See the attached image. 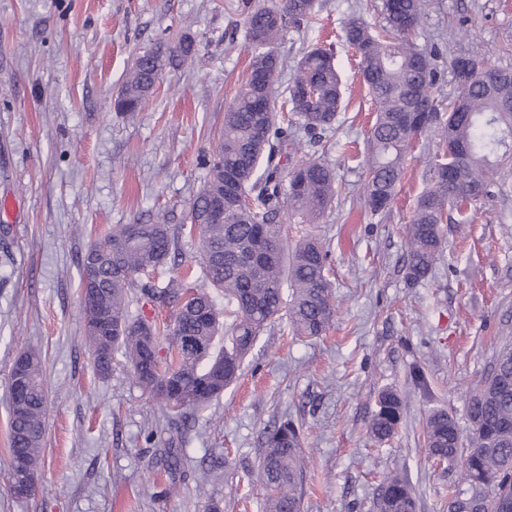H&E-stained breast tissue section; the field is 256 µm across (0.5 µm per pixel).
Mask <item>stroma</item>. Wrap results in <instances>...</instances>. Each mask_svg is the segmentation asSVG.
<instances>
[{"label":"stroma","instance_id":"stroma-1","mask_svg":"<svg viewBox=\"0 0 512 512\" xmlns=\"http://www.w3.org/2000/svg\"><path fill=\"white\" fill-rule=\"evenodd\" d=\"M239 0H0V512H262V437L291 418L310 460L301 512H375L385 477L407 476L417 512H447L451 475L428 461L423 420L448 409L469 435L467 395L504 344H512V182L467 224H445L447 245L431 277L405 280L404 231L425 186L433 137L404 164L389 215L362 205L374 105L359 59L342 40L347 20L382 22L381 0H319L316 22L279 46L288 66L305 49L335 45L347 87L335 134L301 135L291 161L321 159L339 195L321 223L287 224L296 243L314 232L328 243L336 322L301 338L277 322L258 338L236 384L195 410L190 429L131 379L123 355L109 377L84 344L82 257L116 224L165 217L183 224L200 190L202 164L247 71ZM188 35L191 61L166 69L131 115L114 99L135 55L160 38ZM419 44L437 48L442 93L450 61L475 51L489 68L512 69V0H428ZM38 351L48 407L41 488L8 489L12 365ZM421 364L431 392L412 384ZM404 403L397 434L376 445L368 424L379 391ZM176 449L179 489L167 494L152 454ZM220 456L209 496L196 492L201 464Z\"/></svg>","mask_w":512,"mask_h":512}]
</instances>
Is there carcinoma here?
Returning a JSON list of instances; mask_svg holds the SVG:
<instances>
[{
  "label": "carcinoma",
  "mask_w": 512,
  "mask_h": 512,
  "mask_svg": "<svg viewBox=\"0 0 512 512\" xmlns=\"http://www.w3.org/2000/svg\"><path fill=\"white\" fill-rule=\"evenodd\" d=\"M245 27L250 59L216 145L204 159L207 175L189 205L181 234L198 238L197 258L205 284L172 278L158 287L147 275L182 255L179 238L164 221L117 224L89 244L97 257L95 302L83 303V318L102 317L107 331L85 327L97 374L112 371L121 351L132 380L157 402L183 419L220 396L239 376L242 363L260 334L285 319L294 335L318 338L336 320L329 250L309 236L292 250L282 235L285 221L318 224L336 197V177L324 161L301 159L289 172L281 164L300 130L310 135L335 131L342 84L333 47H315L297 64L281 106L291 117L277 118L276 102L284 61L276 50L292 30L315 19L318 0H282L254 7L248 0ZM385 25L376 30L361 17L348 20L343 36L360 57L363 84L376 105L369 136V178L364 204L371 214L389 211L403 173V160L415 140L439 136L438 151L426 162L427 186L406 225V278L426 280L443 250L442 224L448 212L471 220L478 204L507 183L512 163V70H489L483 77L464 53L450 62L456 95L440 100L434 57L414 39L422 28L424 0H382ZM195 52L192 40H159L143 49L127 73L116 107L136 112L174 60ZM224 219L216 221V205ZM224 294L219 311L214 293ZM175 307L173 318L159 322L132 304ZM167 341L162 350L161 341ZM28 380L18 391L9 385L8 470L14 477L22 462L36 488L43 457L47 390L41 355L20 353ZM403 400L393 388L378 395L369 422L372 440L392 438L403 418ZM472 430L467 440L443 407L428 410L425 452L458 471L448 496V512H512V345L494 355L481 384L469 397ZM299 428L283 421L263 442L259 477L266 495L263 512H300L307 464ZM159 471L173 476L181 464L171 448L159 450ZM376 512H417L412 488L403 475L386 478Z\"/></svg>",
  "instance_id": "cac0c4a2"
}]
</instances>
